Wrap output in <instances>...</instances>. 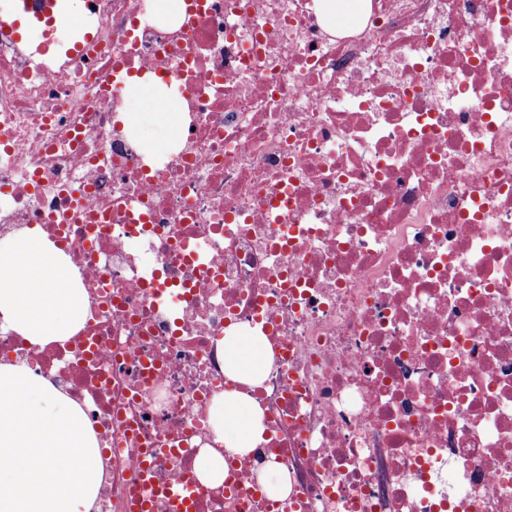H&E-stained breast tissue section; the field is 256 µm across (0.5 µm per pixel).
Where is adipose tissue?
<instances>
[{"mask_svg":"<svg viewBox=\"0 0 512 512\" xmlns=\"http://www.w3.org/2000/svg\"><path fill=\"white\" fill-rule=\"evenodd\" d=\"M125 97L147 104L126 120L136 143L155 153L177 130L178 93L153 76L131 78ZM86 290L68 256L36 226L0 237V326L29 343L67 342L84 324ZM232 381L263 382L272 350L260 330L232 326L217 342ZM210 425L223 452L197 459L201 481L224 480L225 455L245 456L264 441L263 411L246 394H217ZM100 442L82 408L26 362L0 363V512H95L103 479Z\"/></svg>","mask_w":512,"mask_h":512,"instance_id":"obj_1","label":"adipose tissue"}]
</instances>
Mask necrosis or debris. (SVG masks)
<instances>
[{"instance_id": "obj_1", "label": "necrosis or debris", "mask_w": 512, "mask_h": 512, "mask_svg": "<svg viewBox=\"0 0 512 512\" xmlns=\"http://www.w3.org/2000/svg\"><path fill=\"white\" fill-rule=\"evenodd\" d=\"M150 2L71 29L0 0V237L41 226L88 295L66 343L0 328V361L82 407L100 512L197 481L232 324L272 348L264 441L193 512H512V0H369L348 37L315 0ZM148 72L180 102L157 157L120 119ZM260 482L271 498L283 499L288 495V473L276 463H267L260 473Z\"/></svg>"}]
</instances>
